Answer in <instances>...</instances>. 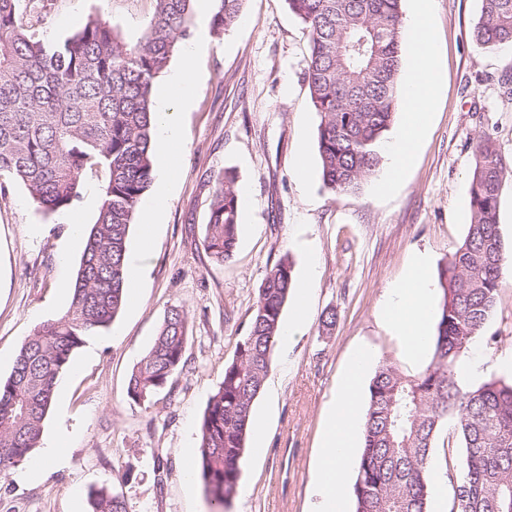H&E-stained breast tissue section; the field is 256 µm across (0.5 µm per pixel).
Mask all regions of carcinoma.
Returning a JSON list of instances; mask_svg holds the SVG:
<instances>
[{
    "instance_id": "1",
    "label": "carcinoma",
    "mask_w": 512,
    "mask_h": 512,
    "mask_svg": "<svg viewBox=\"0 0 512 512\" xmlns=\"http://www.w3.org/2000/svg\"><path fill=\"white\" fill-rule=\"evenodd\" d=\"M193 0H155L143 36L131 44L101 18L56 42L36 37L19 0H0V191L18 182L48 213L72 209L85 181H99V208L86 230L67 312L21 344L0 379V473L39 447L56 384L87 337L107 328L127 304L126 254L133 217L154 174L156 78L194 24ZM244 0H215L216 35L237 22ZM306 26L305 70L319 115L317 148L328 189L356 194L379 171L378 145L398 107L404 63L403 0H286ZM486 50L512 46V0H481L473 33ZM512 174L489 139L477 144L470 183L472 221L439 273L438 323L423 372L380 363L368 387L362 448L353 484L354 512H429V462L443 427L463 448L457 512H512V382L490 379L461 392L457 367L499 300L507 258L498 232L502 183ZM236 177L215 179L203 248L222 263L236 248ZM294 285L281 257L267 271L249 333L210 396L200 429L197 473L211 505L224 512L238 493L253 404L261 393ZM188 314L165 315L148 353L132 371L135 402L183 369ZM92 512H126L105 490Z\"/></svg>"
}]
</instances>
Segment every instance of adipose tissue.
<instances>
[{
    "label": "adipose tissue",
    "mask_w": 512,
    "mask_h": 512,
    "mask_svg": "<svg viewBox=\"0 0 512 512\" xmlns=\"http://www.w3.org/2000/svg\"><path fill=\"white\" fill-rule=\"evenodd\" d=\"M431 0H415L404 24L409 48V76L401 86L402 110L406 120L399 131L382 144L390 166L379 180L381 188L392 187L408 167L416 143L422 137L432 108L441 73V56L430 24ZM192 71L183 68L171 73L155 109L153 151L161 162L160 177L154 196L140 207V247L148 249L152 231L163 218L164 206L174 178L177 150L183 143L181 128L170 110L171 102L191 104ZM428 259L413 260L406 278L391 288L384 311L397 338L404 359L412 364L423 362L431 349L429 325L432 320L436 290L427 274ZM374 357L361 348L350 358L349 372L342 381L337 401L331 411L318 458L315 493L317 512H346L347 488L351 478L354 436L359 424V386L361 377Z\"/></svg>",
    "instance_id": "obj_1"
}]
</instances>
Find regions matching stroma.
<instances>
[{
    "instance_id": "1",
    "label": "stroma",
    "mask_w": 512,
    "mask_h": 512,
    "mask_svg": "<svg viewBox=\"0 0 512 512\" xmlns=\"http://www.w3.org/2000/svg\"><path fill=\"white\" fill-rule=\"evenodd\" d=\"M42 40H61L94 16L126 40L137 41L155 0H45ZM480 0H432L431 24L443 56V80L413 159L387 191L366 181L345 195L322 181L317 150L319 116L304 79L308 32L286 0H245L242 22L207 34L195 60L192 106L177 116L183 151L150 256L139 264L138 302L88 337L58 381L43 439L69 446L66 462L33 481L25 464L0 474V512H90L91 494L108 489L127 512H211L200 479L185 482L187 450L197 448L200 422L224 366L249 332L267 270L281 256L302 277L318 263L310 298L311 321L289 348L275 346V364L253 405L265 425V449L247 439L240 493L229 512H314V469L320 435L351 354L367 345L378 361L397 363L400 346L379 311L388 288L407 275L416 253L430 257L438 277L471 222L469 184L480 139L512 157V101L501 80L512 55L478 48L471 33ZM306 143L309 177L294 157ZM236 176L241 225L233 257L214 263L202 246L214 180ZM96 180H87L71 210L47 213L13 183L0 193V378H7L21 343L65 313L83 244L71 243L68 224H92ZM188 313L185 366L152 403L127 395L133 367L152 346L165 313ZM335 313L336 324L322 321ZM480 375L463 390L490 379L512 381L496 368L512 352V278L483 339ZM432 461L443 474L430 506L450 503L463 469V450L435 440Z\"/></svg>"
}]
</instances>
